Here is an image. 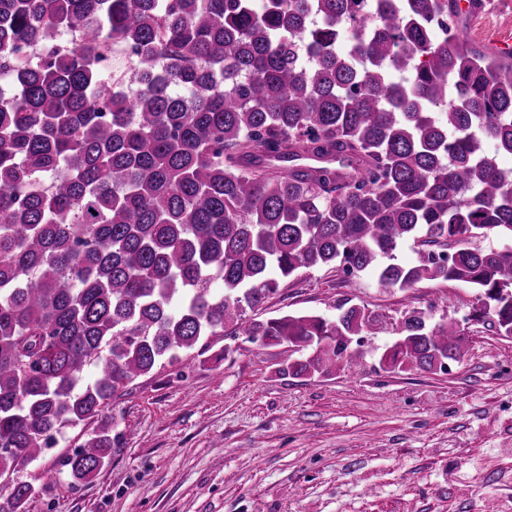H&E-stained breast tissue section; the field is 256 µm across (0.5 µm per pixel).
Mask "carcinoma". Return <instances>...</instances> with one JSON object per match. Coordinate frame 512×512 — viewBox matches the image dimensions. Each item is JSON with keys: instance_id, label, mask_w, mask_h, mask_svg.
<instances>
[{"instance_id": "1", "label": "carcinoma", "mask_w": 512, "mask_h": 512, "mask_svg": "<svg viewBox=\"0 0 512 512\" xmlns=\"http://www.w3.org/2000/svg\"><path fill=\"white\" fill-rule=\"evenodd\" d=\"M486 6L0 0V478L100 419L69 462L91 477L118 393L226 334L287 348L295 378L387 330L384 370L458 360L463 330L418 307L246 320L303 268L461 282L512 336V249L473 246L512 239V169L484 149L512 155V53L456 21Z\"/></svg>"}]
</instances>
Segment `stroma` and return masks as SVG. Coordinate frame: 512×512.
<instances>
[{
	"mask_svg": "<svg viewBox=\"0 0 512 512\" xmlns=\"http://www.w3.org/2000/svg\"><path fill=\"white\" fill-rule=\"evenodd\" d=\"M476 46L512 45V0L461 16ZM390 317L430 308L432 322L465 329L448 373H387L382 333L330 375L278 374L279 349L224 340L176 366L159 367L112 404L124 438L85 480L68 460L96 431L67 429L54 448L0 480L33 488L27 512H512V338L489 331L455 281L402 292L369 273L304 270L282 284L256 320L334 316L337 299Z\"/></svg>",
	"mask_w": 512,
	"mask_h": 512,
	"instance_id": "1",
	"label": "stroma"
}]
</instances>
